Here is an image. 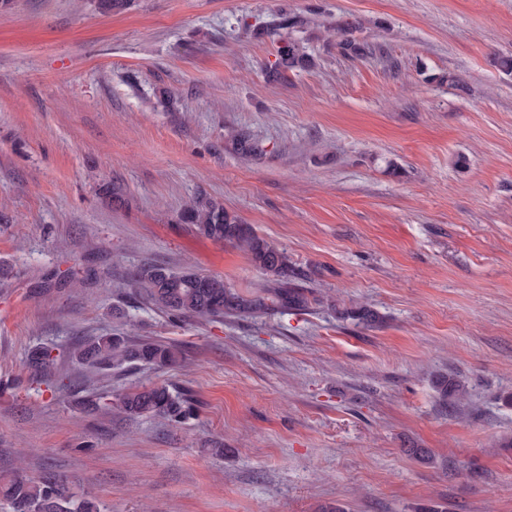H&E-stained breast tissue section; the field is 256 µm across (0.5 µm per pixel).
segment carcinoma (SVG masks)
Here are the masks:
<instances>
[{
    "label": "carcinoma",
    "mask_w": 512,
    "mask_h": 512,
    "mask_svg": "<svg viewBox=\"0 0 512 512\" xmlns=\"http://www.w3.org/2000/svg\"><path fill=\"white\" fill-rule=\"evenodd\" d=\"M340 48L351 57L369 53L366 44L349 37L341 40ZM309 64L303 47L295 41L282 40L269 76L278 79L287 71ZM180 221L193 224L200 234L245 253L255 267L273 277L274 287L245 295L227 286L224 278L194 269L176 272L158 264L136 269L124 285L146 306L160 311L169 320L206 323L228 315L271 316L303 311L317 301L314 292L299 284L300 273L288 254L259 235L253 225L227 212L223 203L201 193L182 211ZM334 311L337 317L350 319L357 326L375 328L383 324V317L365 304L356 303L346 309L336 307ZM69 355L95 375L141 366L163 370L183 360V352L175 344L128 333L96 336L76 344ZM26 363L30 383L60 381L58 359L51 349L31 348ZM435 387L444 403L465 395L464 386L450 376L438 377ZM72 406L88 414L101 412L129 420L161 416L175 427L186 424L194 413L190 395L155 384L132 386L116 396L88 389L85 395L73 400ZM0 512H107V508L96 496L75 490L63 475L31 477L19 465L11 474L0 476Z\"/></svg>",
    "instance_id": "1"
}]
</instances>
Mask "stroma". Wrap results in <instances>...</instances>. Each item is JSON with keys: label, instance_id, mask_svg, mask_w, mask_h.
Listing matches in <instances>:
<instances>
[{"label": "stroma", "instance_id": "35a3bbf8", "mask_svg": "<svg viewBox=\"0 0 512 512\" xmlns=\"http://www.w3.org/2000/svg\"><path fill=\"white\" fill-rule=\"evenodd\" d=\"M294 28L278 27L281 15ZM377 46L342 54L344 22ZM308 68L271 81L279 40ZM512 0H12L0 10V472L66 474L109 512H512ZM262 153L242 154L236 132ZM112 183L125 202L99 195ZM287 251L324 305L172 324L145 264L271 285L179 216L199 193ZM94 269L91 278L82 275ZM61 280L49 297L45 282ZM136 333L186 364L102 375L193 395L175 428L24 386L34 346ZM465 384L443 403L438 375ZM223 456L208 454L213 442ZM429 449L421 463L408 444ZM330 306L336 311L337 317L343 320L350 319L354 321L357 326L375 328L383 324V317L365 304L356 303L346 309H339L335 304Z\"/></svg>", "mask_w": 512, "mask_h": 512}]
</instances>
